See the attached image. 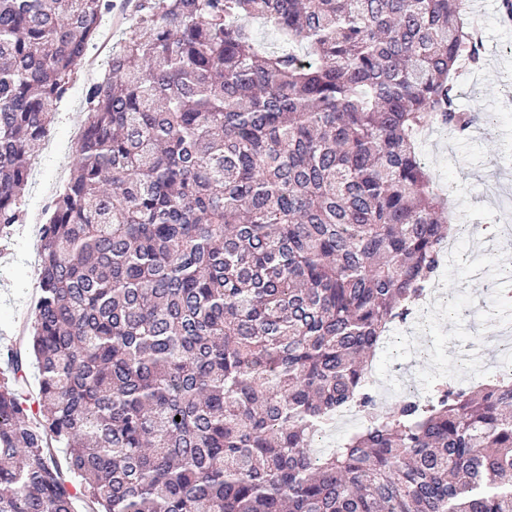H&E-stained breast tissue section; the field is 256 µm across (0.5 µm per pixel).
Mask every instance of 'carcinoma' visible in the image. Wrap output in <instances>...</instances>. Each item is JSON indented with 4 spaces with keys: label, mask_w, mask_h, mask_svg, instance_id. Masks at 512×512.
Instances as JSON below:
<instances>
[{
    "label": "carcinoma",
    "mask_w": 512,
    "mask_h": 512,
    "mask_svg": "<svg viewBox=\"0 0 512 512\" xmlns=\"http://www.w3.org/2000/svg\"><path fill=\"white\" fill-rule=\"evenodd\" d=\"M110 5L0 0L1 239ZM139 12L42 226L32 339L0 378V512H512V380L386 409L368 385L453 230L417 136L494 120L457 106L481 61L464 0ZM350 406L363 428L315 452ZM246 24L252 31L255 42L265 50H274L281 44V39L275 27L259 18L247 19Z\"/></svg>",
    "instance_id": "obj_1"
}]
</instances>
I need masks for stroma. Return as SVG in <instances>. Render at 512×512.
<instances>
[{"label": "stroma", "mask_w": 512, "mask_h": 512, "mask_svg": "<svg viewBox=\"0 0 512 512\" xmlns=\"http://www.w3.org/2000/svg\"><path fill=\"white\" fill-rule=\"evenodd\" d=\"M103 28L108 46H90L98 60L99 76H107L113 49L135 36L137 0H112ZM501 0H487L483 13V61L476 69L462 68L457 76L461 110L491 114L495 125L474 130L466 139L432 126L419 139L420 152L430 171L434 189L443 195L456 223L478 226V233L460 239L448 253L436 278L449 297L446 307L429 312L423 325L401 324L392 344L376 353L380 374L377 390L381 404L393 405L406 395L404 383L415 378L421 391L441 379L468 386L465 354L469 347L484 348L487 361L503 364L505 356L491 346L502 326L512 324V311L483 314L489 305L487 283L512 292V276L502 273L512 258V98L503 93L512 77V26L501 21ZM85 69H78L68 93L58 102L48 134L54 148L39 145L23 199L25 215L43 205V190L58 174H69L76 159L71 133L85 119ZM39 239L17 224L12 235L0 240V370L6 352L15 346L23 326L30 324L36 296L31 266L39 260Z\"/></svg>", "instance_id": "obj_1"}]
</instances>
